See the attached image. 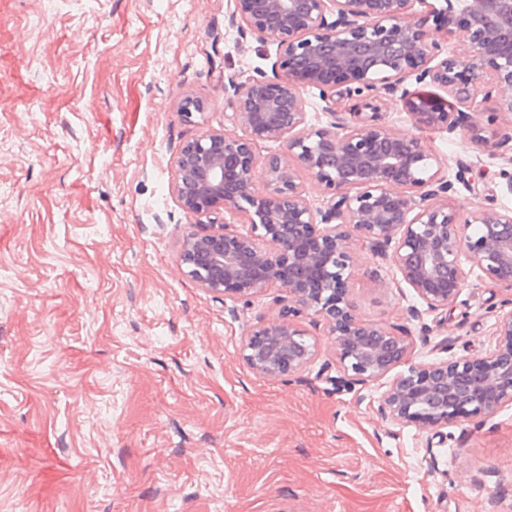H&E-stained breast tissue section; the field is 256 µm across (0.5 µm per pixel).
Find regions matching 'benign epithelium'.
<instances>
[{"mask_svg":"<svg viewBox=\"0 0 512 512\" xmlns=\"http://www.w3.org/2000/svg\"><path fill=\"white\" fill-rule=\"evenodd\" d=\"M233 15L240 35L276 45L272 75L259 71L224 85L227 120L243 135L211 131L175 156L176 198L200 218L183 239L180 267L199 287L230 300L283 292L278 314L242 340L254 374L289 377L316 358V342L298 323L309 316L332 337L342 381L378 382L408 361L411 346L354 313L352 242L389 260L429 313L457 302L469 276L464 255L512 290V209L484 207L464 218L448 207L455 184L472 186V166L457 162L455 180L448 179L425 140L427 133L466 129L492 156L498 126L512 128V0H234ZM450 37L465 46V57L448 55ZM411 77L449 93L460 109L409 90ZM307 88L329 102L327 125L310 123ZM382 90L399 95L417 135L386 125L368 100ZM336 91L362 98L360 110L338 116L330 106ZM480 95L494 101L486 113L489 137L466 112ZM265 142L283 148L261 157L256 149ZM259 166L262 190L254 183ZM301 170L326 206L310 202ZM223 211L240 214L251 231L219 222ZM495 329L498 344L482 356L399 373L378 398L381 419L446 428L511 404L512 310L498 316Z\"/></svg>","mask_w":512,"mask_h":512,"instance_id":"7a95c632","label":"benign epithelium"}]
</instances>
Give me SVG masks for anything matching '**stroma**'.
<instances>
[{
  "mask_svg": "<svg viewBox=\"0 0 512 512\" xmlns=\"http://www.w3.org/2000/svg\"><path fill=\"white\" fill-rule=\"evenodd\" d=\"M274 51L229 0H0V512H512V404L438 432L382 422L389 379L341 385L305 317L314 362L259 377L241 342L277 289L237 307L182 272L175 154L224 129L225 81ZM427 142L474 165L450 207L512 208V139ZM352 249L357 316L407 335L410 364L496 346L512 292L480 270L416 320L395 269Z\"/></svg>",
  "mask_w": 512,
  "mask_h": 512,
  "instance_id": "stroma-1",
  "label": "stroma"
}]
</instances>
